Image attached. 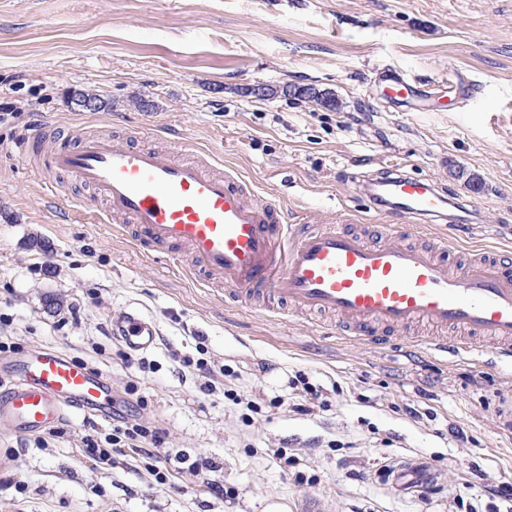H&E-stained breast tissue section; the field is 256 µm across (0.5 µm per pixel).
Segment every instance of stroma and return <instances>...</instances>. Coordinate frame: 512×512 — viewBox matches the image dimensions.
<instances>
[{"instance_id": "obj_1", "label": "stroma", "mask_w": 512, "mask_h": 512, "mask_svg": "<svg viewBox=\"0 0 512 512\" xmlns=\"http://www.w3.org/2000/svg\"><path fill=\"white\" fill-rule=\"evenodd\" d=\"M393 69L431 99L414 111L380 97ZM480 85L463 101L445 86ZM313 84L329 111L243 86ZM93 90L105 110L82 112ZM153 101L142 112L132 101ZM0 341L6 359L51 349L103 373L164 446L222 466L224 497L198 479L159 484L141 458L100 477L79 446L112 422L75 411L59 438L0 432V512H448L455 494L486 507V481L512 483L505 401L512 372L444 362L412 347L418 327L379 345L330 333L331 316L270 317L199 288L75 205L86 188L64 178L44 195L20 142L43 117L68 141L112 134L158 149L189 139L219 168L284 199L292 224H393L357 196L383 165L430 180L484 212L457 266L512 231V0H0ZM482 180L471 190L461 172ZM152 316L161 336L144 354L112 336L115 312ZM223 368L213 393L194 362ZM305 377L320 393L298 410ZM420 412L410 418L407 406ZM420 456L438 494L399 495L388 463Z\"/></svg>"}]
</instances>
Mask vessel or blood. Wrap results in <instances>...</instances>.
Returning a JSON list of instances; mask_svg holds the SVG:
<instances>
[{"mask_svg":"<svg viewBox=\"0 0 512 512\" xmlns=\"http://www.w3.org/2000/svg\"><path fill=\"white\" fill-rule=\"evenodd\" d=\"M382 83L397 103L420 92L392 69ZM46 132L39 126L20 144L27 170L77 178L94 192L82 207L95 223L113 225L201 287L232 285L235 300L269 315L290 308L329 314L336 327L365 341L380 340L387 329L425 325L434 334L424 348L443 358L472 353L470 338L479 335L493 342L491 360L512 368V248L496 246L452 268L447 236L432 248L410 244L411 222L444 218L446 194L428 180L394 168L370 175L359 195L389 207L403 223L339 230L289 223L281 200L256 191L238 171L215 173L210 158L184 162L116 135L48 149ZM98 200L105 212L96 211ZM112 325L135 352L151 349L159 336L156 323L135 310L113 315ZM448 329L456 330L454 340L444 338ZM13 373L0 390L1 431L40 432L71 409L112 403L101 373L53 350L30 354ZM434 475L426 462L410 460L386 479L411 493Z\"/></svg>","mask_w":512,"mask_h":512,"instance_id":"obj_1","label":"vessel or blood"}]
</instances>
